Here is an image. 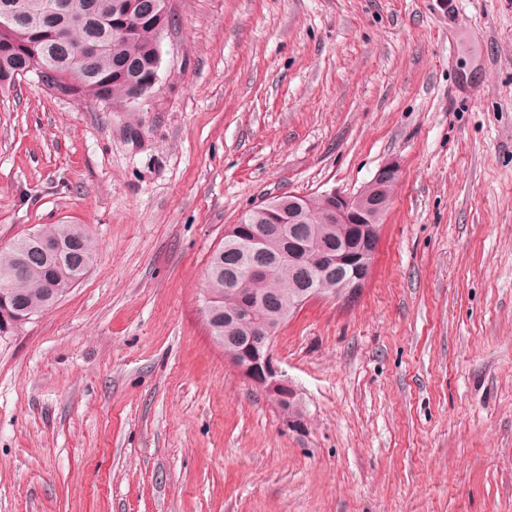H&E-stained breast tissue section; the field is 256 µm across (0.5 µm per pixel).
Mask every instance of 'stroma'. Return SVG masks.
<instances>
[{
    "instance_id": "stroma-1",
    "label": "stroma",
    "mask_w": 512,
    "mask_h": 512,
    "mask_svg": "<svg viewBox=\"0 0 512 512\" xmlns=\"http://www.w3.org/2000/svg\"><path fill=\"white\" fill-rule=\"evenodd\" d=\"M124 113L35 75L0 94V247L97 257L0 338V512H512V0H168ZM401 179L373 276L275 354L288 424L212 339L226 225Z\"/></svg>"
}]
</instances>
